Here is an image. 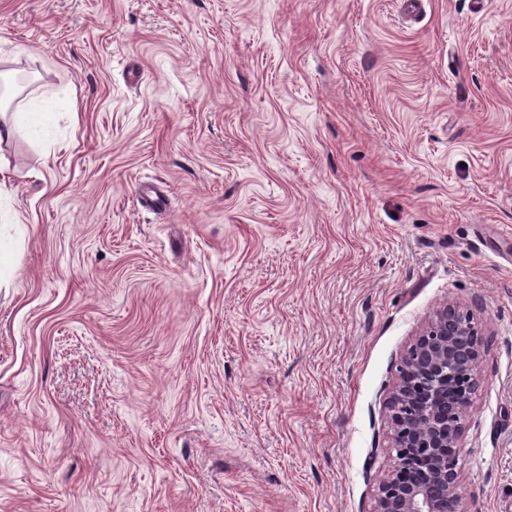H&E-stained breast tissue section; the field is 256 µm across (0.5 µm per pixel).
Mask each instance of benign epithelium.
I'll return each mask as SVG.
<instances>
[{
	"label": "benign epithelium",
	"mask_w": 512,
	"mask_h": 512,
	"mask_svg": "<svg viewBox=\"0 0 512 512\" xmlns=\"http://www.w3.org/2000/svg\"><path fill=\"white\" fill-rule=\"evenodd\" d=\"M478 347L471 312L449 302L433 311L401 358L387 400L395 455L374 512H467L458 454L473 401L467 388L480 378ZM415 461L429 469L410 479Z\"/></svg>",
	"instance_id": "7a95c632"
}]
</instances>
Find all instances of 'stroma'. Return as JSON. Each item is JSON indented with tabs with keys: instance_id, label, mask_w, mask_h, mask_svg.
Listing matches in <instances>:
<instances>
[{
	"instance_id": "obj_1",
	"label": "stroma",
	"mask_w": 512,
	"mask_h": 512,
	"mask_svg": "<svg viewBox=\"0 0 512 512\" xmlns=\"http://www.w3.org/2000/svg\"><path fill=\"white\" fill-rule=\"evenodd\" d=\"M401 3L0 0V512H373L446 302L512 512V0ZM45 108L41 103L28 112L19 113L29 130L41 137L45 136L51 124L50 113L44 112Z\"/></svg>"
}]
</instances>
